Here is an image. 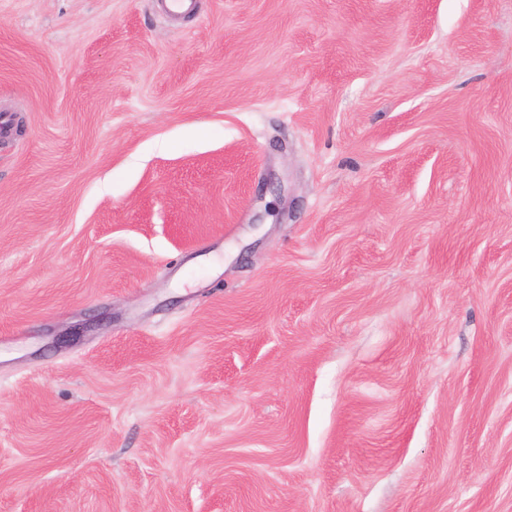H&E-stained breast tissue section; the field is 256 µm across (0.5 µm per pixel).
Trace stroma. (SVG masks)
Wrapping results in <instances>:
<instances>
[{
    "label": "stroma",
    "instance_id": "obj_1",
    "mask_svg": "<svg viewBox=\"0 0 512 512\" xmlns=\"http://www.w3.org/2000/svg\"><path fill=\"white\" fill-rule=\"evenodd\" d=\"M0 512H512V0H0Z\"/></svg>",
    "mask_w": 512,
    "mask_h": 512
}]
</instances>
